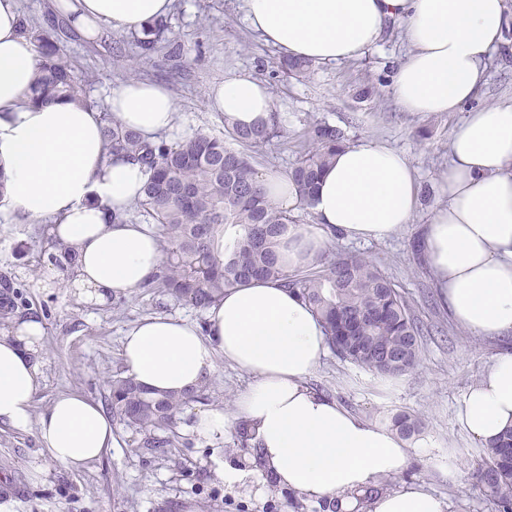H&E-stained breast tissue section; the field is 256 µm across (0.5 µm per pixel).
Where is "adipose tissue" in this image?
<instances>
[{
  "label": "adipose tissue",
  "mask_w": 512,
  "mask_h": 512,
  "mask_svg": "<svg viewBox=\"0 0 512 512\" xmlns=\"http://www.w3.org/2000/svg\"><path fill=\"white\" fill-rule=\"evenodd\" d=\"M175 0H54L84 38L104 30L140 31L167 16ZM245 20L289 58L320 64L356 59L374 48L389 22L409 45L391 94L402 111L462 112L450 136L437 205L417 243L450 319L474 336H512V100L479 108L471 102L487 82V62L512 25L507 0H243ZM19 0H0V211L18 224H52L76 244L71 287L102 306L141 288L161 258V241L145 224H113L110 213L137 198L146 176L136 162L108 160L102 114L153 137L173 128L178 112L169 90L127 81L105 109L72 100L32 101L37 80L33 42L22 34ZM207 106L250 125L273 110L267 87L242 72L213 86ZM409 158L375 142L337 150L318 182L314 223L292 224L281 247L292 269L313 267L332 234L357 241L391 237L420 206ZM45 325L18 320L0 331V423H34L41 448L32 479L49 467L79 471L117 445L112 417L78 393L55 396L39 413ZM322 322L279 283L253 280L211 305L205 330L194 322L153 316L121 340L128 373L146 388L182 393L198 386L216 356L252 380L236 397V417L250 424L263 465L279 485L310 500L336 498L355 512L353 492L400 472L408 447L395 431L370 423L309 383L327 356ZM458 419L488 447L512 429V350L500 351L464 395ZM445 500L418 486L373 498L367 512H447Z\"/></svg>",
  "instance_id": "obj_1"
}]
</instances>
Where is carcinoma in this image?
Returning <instances> with one entry per match:
<instances>
[{
	"instance_id": "obj_1",
	"label": "carcinoma",
	"mask_w": 512,
	"mask_h": 512,
	"mask_svg": "<svg viewBox=\"0 0 512 512\" xmlns=\"http://www.w3.org/2000/svg\"><path fill=\"white\" fill-rule=\"evenodd\" d=\"M66 18L56 16L51 28L40 30L23 17L21 32L37 49L38 78L33 100L71 99L90 104L86 90L74 78L73 60L59 34L67 32ZM168 20L146 24L132 36L136 56L149 61L167 46L180 53L169 39ZM285 77L310 76V61L283 58L277 62ZM103 136L109 156L139 162L147 176L133 210L112 214V221L129 222L134 212L146 224L160 226L162 260L146 284L175 300L205 310L251 279L280 283L309 304L321 319L329 347L343 360L381 377L410 372L420 360L423 328L407 298L370 260L340 254L317 272L291 270L280 257L283 236L295 223L292 213L276 206L266 193L249 148L269 146L282 136L278 113L253 126L224 121V135L197 131L171 141L164 136L148 140L124 127L110 112H103ZM309 142L287 172L301 200L311 201L316 184L336 150L349 139L335 126L313 122L304 131ZM224 232V253L215 239ZM77 250L60 244L50 227L40 228L34 266L49 264L66 278L75 275ZM40 320L47 308L36 307L28 285L8 270L0 271V327L20 316ZM208 381L180 396L154 394L122 371L111 382L112 416L133 427L142 448L164 450L174 446L168 435L188 403L203 398ZM400 434L410 438L420 432V421L407 412L391 417ZM491 505V512H512V429L484 450L472 472Z\"/></svg>"
}]
</instances>
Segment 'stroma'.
I'll use <instances>...</instances> for the list:
<instances>
[{"label":"stroma","mask_w":512,"mask_h":512,"mask_svg":"<svg viewBox=\"0 0 512 512\" xmlns=\"http://www.w3.org/2000/svg\"><path fill=\"white\" fill-rule=\"evenodd\" d=\"M170 22L172 36L181 46L180 57L161 51L145 63L137 62L130 50L115 54L69 34L66 42L75 61L74 75L87 82L90 99L105 105L112 88L128 81L136 68L141 81L164 85L177 102L176 125L169 139L199 129L220 134L224 116L208 109L209 90L225 76L247 72L268 87L285 128L282 138L259 149V171L287 172L305 147V128L314 121L343 129L350 143H383L412 161L421 184V206L412 224L381 241L331 238L327 255L357 254L372 261L435 331L422 336L420 362L403 376L381 378L331 354L310 383L372 423L389 425L391 416L402 410L421 418L422 433L410 440L407 462L392 477L393 487H423L445 499L449 512H491L471 480L483 450L462 428L458 410L501 345L470 335L449 321L414 248L418 225L427 222L438 202L437 181L448 164V142L460 113L414 114L394 103L389 83L407 50L397 24L366 55L340 65H316L310 78L299 82L276 73L280 55L248 27L242 0H176ZM369 77L379 82L376 94L356 99L357 86ZM511 99L512 41L490 59L487 84L474 104L482 107ZM36 230V225L0 218V270H11L30 283L33 300L50 312L42 340V386L33 411L67 392L107 403L110 381L123 366L121 338L138 320L168 315L204 323L205 311L155 289H138L118 304L81 303L56 268L36 269L22 257V248L35 241ZM47 276L53 279L52 287H37V280ZM248 380L246 373L216 356L205 399L189 403L177 417L175 448L160 454L138 447L135 429L117 420L113 426L118 446L105 459L79 472L50 467L38 482L30 477L38 447L34 424L1 423L0 512H199L202 501L208 502L209 512H291L282 494L251 484L231 487L209 470L212 454H221L228 462L239 460L243 450L235 435L208 442L188 429L195 411L201 409L220 408L234 417V398Z\"/></svg>","instance_id":"stroma-1"}]
</instances>
